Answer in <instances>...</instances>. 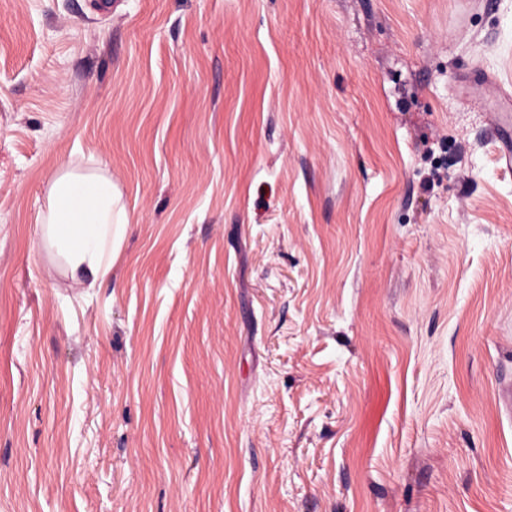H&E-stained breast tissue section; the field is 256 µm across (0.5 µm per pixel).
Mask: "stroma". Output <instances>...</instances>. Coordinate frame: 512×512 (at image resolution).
Returning a JSON list of instances; mask_svg holds the SVG:
<instances>
[{"instance_id":"35a3bbf8","label":"stroma","mask_w":512,"mask_h":512,"mask_svg":"<svg viewBox=\"0 0 512 512\" xmlns=\"http://www.w3.org/2000/svg\"><path fill=\"white\" fill-rule=\"evenodd\" d=\"M0 0V512H512V0ZM130 219L39 250L66 162ZM39 224V249L58 258L78 286L93 288L110 276L129 217L110 175L67 162L49 182Z\"/></svg>"}]
</instances>
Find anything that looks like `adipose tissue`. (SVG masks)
<instances>
[{
  "instance_id": "obj_1",
  "label": "adipose tissue",
  "mask_w": 512,
  "mask_h": 512,
  "mask_svg": "<svg viewBox=\"0 0 512 512\" xmlns=\"http://www.w3.org/2000/svg\"><path fill=\"white\" fill-rule=\"evenodd\" d=\"M39 222V249L58 258L78 286L91 288L110 276L129 217L110 175L69 162L50 180Z\"/></svg>"
}]
</instances>
